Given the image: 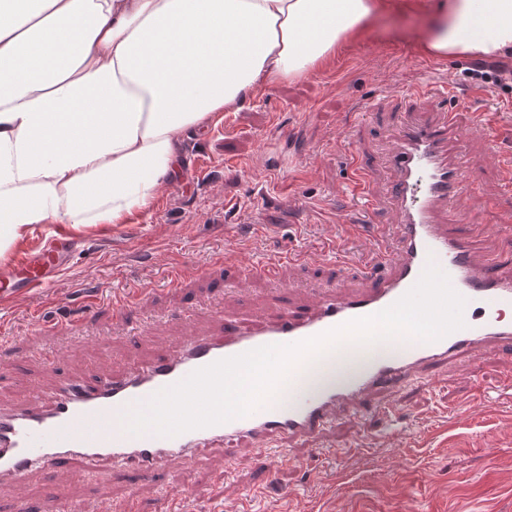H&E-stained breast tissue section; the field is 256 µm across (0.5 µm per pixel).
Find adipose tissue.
<instances>
[{
    "label": "adipose tissue",
    "instance_id": "obj_1",
    "mask_svg": "<svg viewBox=\"0 0 512 512\" xmlns=\"http://www.w3.org/2000/svg\"><path fill=\"white\" fill-rule=\"evenodd\" d=\"M393 0H0V259L44 224H121L185 134L316 71ZM421 51L512 54V0H423ZM374 358L325 356L329 384Z\"/></svg>",
    "mask_w": 512,
    "mask_h": 512
}]
</instances>
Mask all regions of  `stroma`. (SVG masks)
Segmentation results:
<instances>
[{
	"mask_svg": "<svg viewBox=\"0 0 512 512\" xmlns=\"http://www.w3.org/2000/svg\"><path fill=\"white\" fill-rule=\"evenodd\" d=\"M423 18L383 13L307 78L274 81L225 113L221 126L187 133L179 174L125 223L47 224L14 246L13 261L62 234L77 251L52 288L0 301V404L17 402L36 382L52 388L64 374L122 371L225 318L273 317L336 287L355 289L369 250L349 232L339 252L324 243L356 164L382 195L388 138L403 93L417 85L452 97L476 92L459 115L469 182L449 229L471 236L480 254L512 259V234L500 230L512 225V188L493 160L512 153V80L486 87L469 75L473 60L424 55L416 38ZM489 107L502 132L494 149L476 125ZM289 252L299 259L278 280L260 275L268 257ZM170 266L185 272L179 287L163 280ZM115 293L131 299L130 326L113 324L106 310L100 324L81 321L84 302ZM65 307L74 320L60 334L53 324ZM506 369L498 360L473 368L455 359L394 395L393 430L373 414L345 421L274 461L241 446L229 458L209 451L168 462L152 479L103 467L95 481L60 467L33 471L22 490L0 480V512L19 498L44 512L51 497L87 512H122L131 492L139 512H162L165 498L186 489L192 512H512V389L495 388Z\"/></svg>",
	"mask_w": 512,
	"mask_h": 512,
	"instance_id": "35a3bbf8",
	"label": "stroma"
}]
</instances>
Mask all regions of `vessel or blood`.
Returning a JSON list of instances; mask_svg holds the SVG:
<instances>
[{
    "label": "vessel or blood",
    "mask_w": 512,
    "mask_h": 512,
    "mask_svg": "<svg viewBox=\"0 0 512 512\" xmlns=\"http://www.w3.org/2000/svg\"><path fill=\"white\" fill-rule=\"evenodd\" d=\"M420 87L411 91L395 129L385 163L390 179L383 200L371 196L369 170H359L349 205L370 212L384 203L391 238L379 228L358 225L372 244L364 284L336 290L314 301L285 308L274 318L247 323L225 321L211 335L189 337L155 360L110 376L61 378L52 393L33 387L26 399L0 406V477L24 484L36 468L64 464L90 468L103 461L153 476L160 461L183 458L205 448L247 442L268 450L277 443L321 438L336 422L371 410L386 414L382 394L396 392L430 368L458 356L512 360V262L480 257L471 240L448 232L445 223L466 189L459 107L435 105ZM72 252L69 239H56L28 254L10 283L13 293L46 288ZM445 271L465 298V328L433 341L410 340L396 353L382 355L350 382L306 392L299 373H291L276 397L251 415L175 436L129 433L125 415L159 390L218 360L270 344H290L319 335L350 320L389 307L418 281L428 263Z\"/></svg>",
    "instance_id": "b4317fda"
}]
</instances>
